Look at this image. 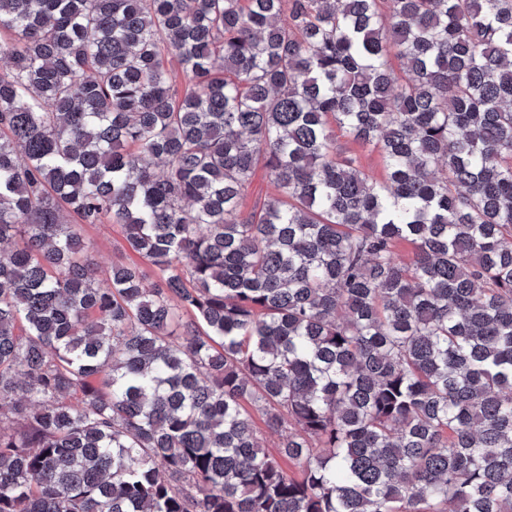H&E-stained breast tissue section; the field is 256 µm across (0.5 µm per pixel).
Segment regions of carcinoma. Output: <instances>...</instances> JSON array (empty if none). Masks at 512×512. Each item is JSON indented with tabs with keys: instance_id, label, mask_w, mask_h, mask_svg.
Instances as JSON below:
<instances>
[{
	"instance_id": "obj_1",
	"label": "carcinoma",
	"mask_w": 512,
	"mask_h": 512,
	"mask_svg": "<svg viewBox=\"0 0 512 512\" xmlns=\"http://www.w3.org/2000/svg\"><path fill=\"white\" fill-rule=\"evenodd\" d=\"M0 512H512V0H0ZM337 145L343 150L357 155L362 166L371 176L380 180L384 175V165L380 154L369 147L355 143L344 136H338ZM84 236L91 245L90 253L100 268L101 287L106 286L108 272L115 263L135 262L145 270L147 265L124 240L118 224H94L84 227Z\"/></svg>"
}]
</instances>
